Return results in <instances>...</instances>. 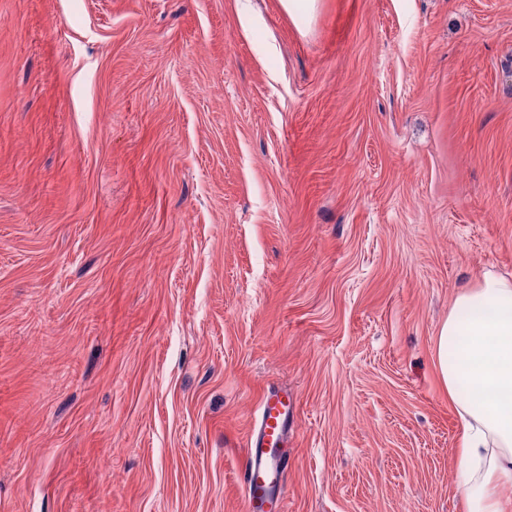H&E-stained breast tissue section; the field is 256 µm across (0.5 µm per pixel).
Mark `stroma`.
<instances>
[{"instance_id": "obj_1", "label": "stroma", "mask_w": 512, "mask_h": 512, "mask_svg": "<svg viewBox=\"0 0 512 512\" xmlns=\"http://www.w3.org/2000/svg\"><path fill=\"white\" fill-rule=\"evenodd\" d=\"M0 0V512H466L433 358L512 278V0ZM258 416L245 442L241 483L247 512H264L267 505L280 504L285 512L283 473L288 461L280 446L288 441L290 416L295 407L288 391L268 392L260 399Z\"/></svg>"}]
</instances>
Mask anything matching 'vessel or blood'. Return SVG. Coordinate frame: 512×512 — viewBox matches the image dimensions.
<instances>
[{
  "mask_svg": "<svg viewBox=\"0 0 512 512\" xmlns=\"http://www.w3.org/2000/svg\"><path fill=\"white\" fill-rule=\"evenodd\" d=\"M294 412L284 391L264 394L259 402L241 470L246 512H265L267 505L284 501L283 473L288 462L280 447L288 440L289 419Z\"/></svg>",
  "mask_w": 512,
  "mask_h": 512,
  "instance_id": "b4317fda",
  "label": "vessel or blood"
}]
</instances>
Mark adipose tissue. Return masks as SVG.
Instances as JSON below:
<instances>
[{"label": "adipose tissue", "mask_w": 512, "mask_h": 512, "mask_svg": "<svg viewBox=\"0 0 512 512\" xmlns=\"http://www.w3.org/2000/svg\"><path fill=\"white\" fill-rule=\"evenodd\" d=\"M457 412L455 470L467 512H512V280L486 275L456 297L435 342Z\"/></svg>", "instance_id": "ef3b65f1"}]
</instances>
